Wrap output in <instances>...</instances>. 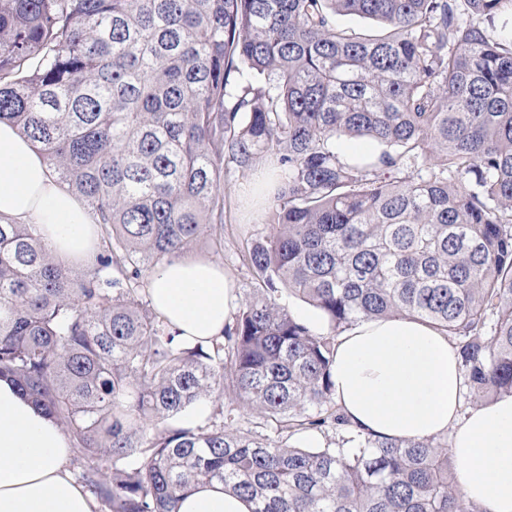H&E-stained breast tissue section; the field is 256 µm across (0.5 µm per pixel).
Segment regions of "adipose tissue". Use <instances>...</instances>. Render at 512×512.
Here are the masks:
<instances>
[{"mask_svg": "<svg viewBox=\"0 0 512 512\" xmlns=\"http://www.w3.org/2000/svg\"><path fill=\"white\" fill-rule=\"evenodd\" d=\"M0 221L37 224L62 268L88 263L97 227L82 201L60 185L39 146L0 121ZM153 308L192 345L221 335L238 305L218 264L172 259L147 281ZM336 401L351 428L386 438L447 435L455 485L479 512H512V395L462 411L463 372L447 336L420 322L384 318L336 338ZM62 426L0 378V512H99L71 469ZM221 482L201 483L179 512H251Z\"/></svg>", "mask_w": 512, "mask_h": 512, "instance_id": "obj_1", "label": "adipose tissue"}]
</instances>
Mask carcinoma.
Listing matches in <instances>:
<instances>
[{"label":"carcinoma","instance_id":"obj_1","mask_svg":"<svg viewBox=\"0 0 512 512\" xmlns=\"http://www.w3.org/2000/svg\"><path fill=\"white\" fill-rule=\"evenodd\" d=\"M505 14L512 0H0V120L100 231L75 274L39 225L0 223V377L64 427L107 512H179L212 480L252 512H476L433 439H291L349 425L334 343L361 320L423 322L454 344L469 398L512 395ZM342 137L375 148L351 159ZM266 158L273 232L244 257L262 291L184 345L147 274L223 250L224 172ZM204 399V426L175 423ZM278 297L282 305L298 318L305 320L316 334H327V324L316 308L288 294L286 290H282Z\"/></svg>","mask_w":512,"mask_h":512}]
</instances>
